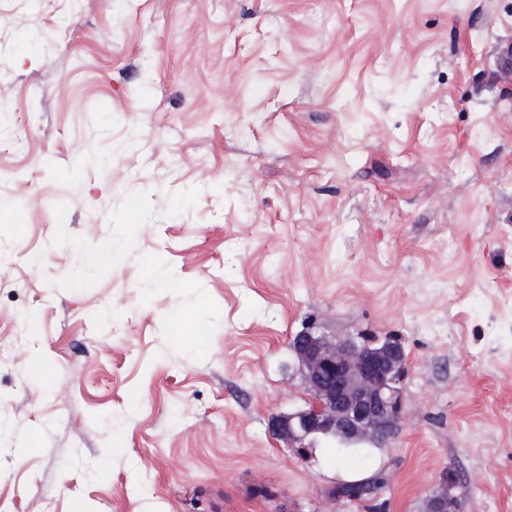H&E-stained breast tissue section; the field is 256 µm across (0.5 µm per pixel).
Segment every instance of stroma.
<instances>
[{"mask_svg":"<svg viewBox=\"0 0 512 512\" xmlns=\"http://www.w3.org/2000/svg\"><path fill=\"white\" fill-rule=\"evenodd\" d=\"M0 100V512H512V0H0ZM310 327L405 350L365 463ZM384 487L382 477L375 475L366 480L347 481L344 485L336 486V494L347 501L359 502L372 500Z\"/></svg>","mask_w":512,"mask_h":512,"instance_id":"stroma-1","label":"stroma"}]
</instances>
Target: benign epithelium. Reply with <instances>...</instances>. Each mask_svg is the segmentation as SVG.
Listing matches in <instances>:
<instances>
[{
  "label": "benign epithelium",
  "instance_id": "benign-epithelium-1",
  "mask_svg": "<svg viewBox=\"0 0 512 512\" xmlns=\"http://www.w3.org/2000/svg\"><path fill=\"white\" fill-rule=\"evenodd\" d=\"M291 349L308 394L306 406L273 417L272 434L306 454L310 437L336 434L355 442H379L398 431L401 385L407 358L399 342L374 347L356 336L336 338L305 331ZM454 500L443 488L424 500L423 512H453Z\"/></svg>",
  "mask_w": 512,
  "mask_h": 512
}]
</instances>
